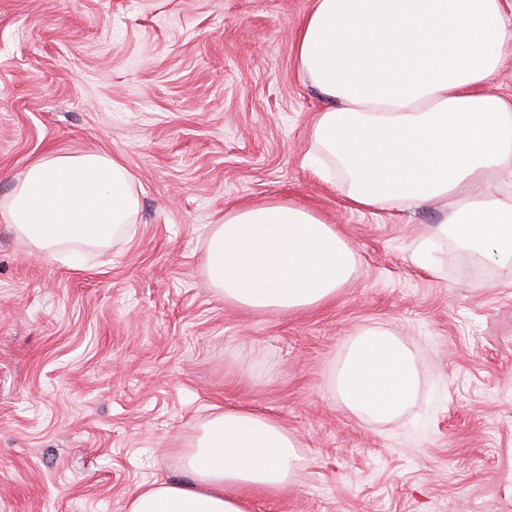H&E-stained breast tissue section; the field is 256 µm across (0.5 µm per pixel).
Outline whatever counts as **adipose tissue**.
<instances>
[{
    "instance_id": "obj_1",
    "label": "adipose tissue",
    "mask_w": 512,
    "mask_h": 512,
    "mask_svg": "<svg viewBox=\"0 0 512 512\" xmlns=\"http://www.w3.org/2000/svg\"><path fill=\"white\" fill-rule=\"evenodd\" d=\"M510 45L504 0H314L295 48L327 100L312 129L313 172L340 171L358 210L442 201L440 231L511 265L512 101L490 87ZM137 208L119 160L50 151L27 167L0 220L73 266L82 250L108 247ZM356 265L333 225L290 203L225 214L205 254L212 288L255 311L325 303ZM337 385L349 407L387 418L412 403L418 378L408 351L372 328L351 344ZM300 464L275 421L227 411L186 450L187 480L143 489L129 512H246L245 492L284 487Z\"/></svg>"
}]
</instances>
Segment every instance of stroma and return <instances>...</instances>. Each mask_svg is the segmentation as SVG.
<instances>
[{
  "label": "stroma",
  "instance_id": "stroma-1",
  "mask_svg": "<svg viewBox=\"0 0 512 512\" xmlns=\"http://www.w3.org/2000/svg\"><path fill=\"white\" fill-rule=\"evenodd\" d=\"M312 0H0V200L50 150L104 152L139 210L78 267L0 223V512H128L186 477L202 424L250 410L304 465L247 512H512V267L469 271L441 205L355 210L304 159L326 105L295 64ZM293 203L358 266L335 298L284 312L209 285L212 225ZM418 371L377 419L337 375L367 329Z\"/></svg>",
  "mask_w": 512,
  "mask_h": 512
}]
</instances>
